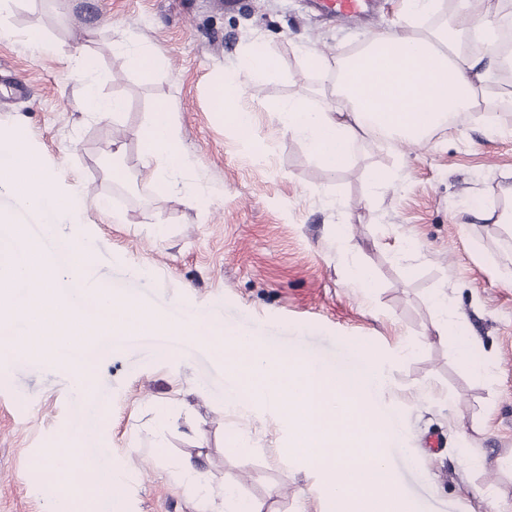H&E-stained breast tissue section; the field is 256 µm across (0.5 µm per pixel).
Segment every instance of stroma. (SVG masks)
<instances>
[{
	"mask_svg": "<svg viewBox=\"0 0 512 512\" xmlns=\"http://www.w3.org/2000/svg\"><path fill=\"white\" fill-rule=\"evenodd\" d=\"M309 2L17 0L10 23L40 28L49 48L0 42V127L25 132L57 192L84 197L94 277L168 313L180 302L219 305L226 325L259 327L268 344L330 366L376 352L390 365V388L373 409L393 408L406 429L402 442L381 446L416 512H512V235L495 222L512 207V123L479 117L393 149L367 141L351 162L325 168L282 133L269 106L313 98L320 80L300 44L346 55L366 30L396 20L400 0H375L365 19L326 18ZM252 39L270 46L279 69L243 100L253 114L246 136L211 111L209 88ZM121 42L152 46L162 69L133 68ZM78 46L100 93L125 101L115 119L83 111L68 61ZM19 79L26 95L10 90ZM159 102L174 114L190 176L210 191L201 207L157 194L141 176L135 132ZM116 138L122 183L108 175ZM380 178L386 189H376ZM100 198L108 213L96 209ZM341 229L358 246L353 258L338 253ZM352 261L370 288L349 285ZM133 265L145 276H131ZM438 295L475 341L482 373L438 339ZM91 363L109 406L98 438L125 477L122 512H199L196 489L153 457L163 417L169 458L196 464L212 512L225 486L260 512H326L324 474L290 454L287 425L272 413L244 423L221 410L224 369L206 349L126 336ZM71 389L62 367L19 361L0 372V512H66L40 492L36 453L62 439ZM432 432L444 437L442 454L425 446ZM469 454L480 468L467 465Z\"/></svg>",
	"mask_w": 512,
	"mask_h": 512,
	"instance_id": "stroma-1",
	"label": "stroma"
}]
</instances>
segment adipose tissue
I'll return each mask as SVG.
<instances>
[{
	"label": "adipose tissue",
	"mask_w": 512,
	"mask_h": 512,
	"mask_svg": "<svg viewBox=\"0 0 512 512\" xmlns=\"http://www.w3.org/2000/svg\"><path fill=\"white\" fill-rule=\"evenodd\" d=\"M438 11V0H407L401 20L386 29L367 31L362 50L349 57L306 48L307 65L327 79L322 101L316 106L305 98L274 102L271 109L283 133L303 141L313 158L333 169L355 153L357 132L387 136L396 143L420 142L434 129L449 126L452 115L491 105L511 108L512 91L503 92L490 77L475 71L471 58L455 41L457 34L473 33L495 46V15L476 14L470 0H458L453 26L415 24V17L429 18ZM73 59L83 75L85 111L102 120L116 117L123 104L99 95L92 60L79 52ZM277 68L278 60L266 43H250L237 65L225 68L212 82L213 112L224 123L248 128L251 120L240 101ZM136 137L141 170L156 192L175 190L185 203L206 202V188L187 174L188 162L166 103L156 104ZM436 308L438 337L474 372H481L474 341L457 329L444 301H437ZM40 467L74 512H108L119 504L113 490L122 479L121 472L100 470L87 458L78 427H70L63 442L44 448Z\"/></svg>",
	"instance_id": "1"
}]
</instances>
